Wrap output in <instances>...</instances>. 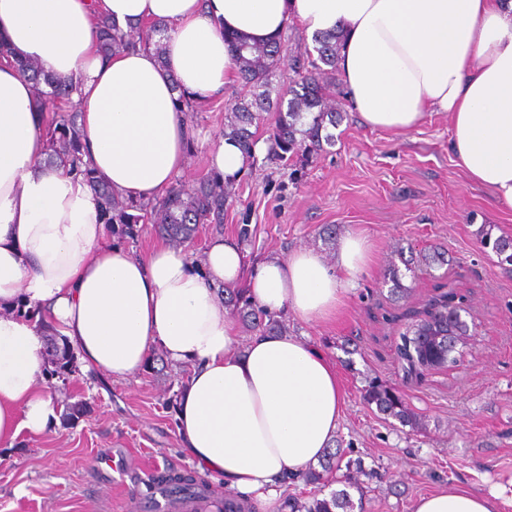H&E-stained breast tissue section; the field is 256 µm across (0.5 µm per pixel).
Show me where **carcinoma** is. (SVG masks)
<instances>
[{"label":"carcinoma","instance_id":"obj_1","mask_svg":"<svg viewBox=\"0 0 512 512\" xmlns=\"http://www.w3.org/2000/svg\"><path fill=\"white\" fill-rule=\"evenodd\" d=\"M99 48L106 55H120L140 47L152 50L163 58L161 41L155 36L164 26L150 23L146 29L139 27L127 31L105 17L97 22ZM225 41L231 46L239 61V90L231 106L224 135L236 140L247 158L254 157V132L250 127L264 119V114H275V129L269 139L268 153L278 159L309 157L323 150V145L334 143L327 126L336 127L344 119L333 103L331 89L336 85V60L341 46V36L325 34L314 39L313 49H304L293 56L295 77L288 83V101L284 95L271 97L272 78L281 67L284 36H278L267 46H257L238 34H228ZM23 74L36 86L38 102L50 115L45 125L43 160L51 168H64L83 176L99 199V220L108 225L121 238L134 239L139 224H153L162 237L176 245H191L198 234L224 224V211L231 198L229 184L218 174L200 180L191 187L173 186L164 197L147 202H126L114 194L84 161L83 144L78 127L81 102L74 99L77 87L62 79L40 80V67L35 63H17ZM481 242L500 258L504 269L512 271V236H492V229L482 230ZM384 284L390 285L391 294L403 297L409 291L402 282L399 267L392 263L384 275ZM224 305L252 331L280 333L285 330V315L267 313L252 304L241 288H224L220 291ZM456 294L443 292L431 297L423 311L414 314L413 321L402 335L399 357L409 367V372L421 378L429 365V355L422 348L424 336L436 338L435 349L448 354V337L464 336L467 326L455 312ZM46 351L51 367L45 369L49 379L65 378L78 372L74 355L66 342L51 331H46ZM362 397L369 406H375L383 415L399 423L415 427L417 414L409 407L403 395L377 377L365 380ZM339 448L329 451L318 466H308L300 474L289 475L286 483H302L309 488L308 499L287 495L280 504V512H352L354 508L348 489L364 495L365 486L357 474L362 472V462L342 463ZM346 468L342 475L345 488L323 497L329 476ZM165 496L171 503L204 496L203 485L189 474H175L162 478Z\"/></svg>","mask_w":512,"mask_h":512}]
</instances>
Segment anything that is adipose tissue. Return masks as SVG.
I'll use <instances>...</instances> for the list:
<instances>
[{
    "instance_id": "1",
    "label": "adipose tissue",
    "mask_w": 512,
    "mask_h": 512,
    "mask_svg": "<svg viewBox=\"0 0 512 512\" xmlns=\"http://www.w3.org/2000/svg\"><path fill=\"white\" fill-rule=\"evenodd\" d=\"M101 15L122 28L165 23L164 58L99 55ZM292 24L310 37L341 31L338 79L370 127L400 133L447 113L458 165L512 208V0H0L15 58L0 66V447L58 424L42 376L48 328L87 372L128 378L156 349L187 369L174 413L181 450L269 512L283 478L334 447L345 406L335 362L286 332L242 341L218 289L243 280L269 312L330 321L371 261L367 238L345 235L331 266L298 249L249 270L221 235L196 254L160 243L134 255L100 223L82 176L40 164L44 116L16 66L31 59L71 80L96 175L151 201L181 174L193 134L177 96L204 101L238 78L225 32L262 45ZM20 299L40 318L16 316ZM413 512H512V478L485 494L450 485Z\"/></svg>"
}]
</instances>
